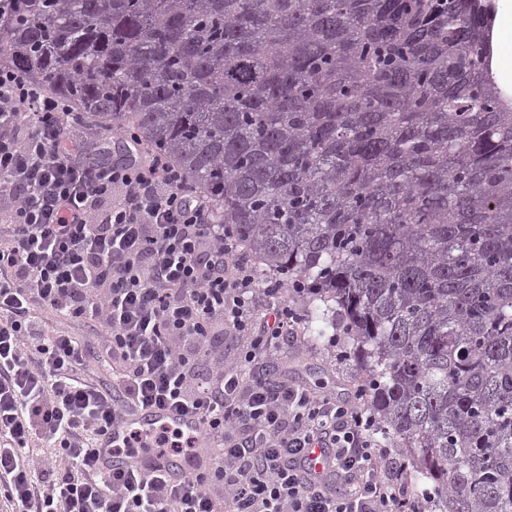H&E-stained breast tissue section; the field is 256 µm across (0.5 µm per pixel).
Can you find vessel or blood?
<instances>
[{"label":"vessel or blood","mask_w":512,"mask_h":512,"mask_svg":"<svg viewBox=\"0 0 512 512\" xmlns=\"http://www.w3.org/2000/svg\"><path fill=\"white\" fill-rule=\"evenodd\" d=\"M179 430L194 437L198 451L186 458L160 457L154 454L113 455V448L121 446L129 432L146 433L158 427ZM102 465L107 471L134 469H159L170 477L202 468L208 460L209 444L200 421L192 414L158 407H145L125 415L113 424L110 435L101 443Z\"/></svg>","instance_id":"obj_1"}]
</instances>
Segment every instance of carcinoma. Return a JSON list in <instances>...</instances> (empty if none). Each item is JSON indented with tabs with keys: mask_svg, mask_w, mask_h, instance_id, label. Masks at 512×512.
<instances>
[{
	"mask_svg": "<svg viewBox=\"0 0 512 512\" xmlns=\"http://www.w3.org/2000/svg\"><path fill=\"white\" fill-rule=\"evenodd\" d=\"M491 0H14L0 69L141 140L328 298L440 512H512V93ZM495 1V23L493 30L494 42V73L498 84L512 93V33L502 36L496 28L498 15L504 10L512 12V0Z\"/></svg>",
	"mask_w": 512,
	"mask_h": 512,
	"instance_id": "cac0c4a2",
	"label": "carcinoma"
}]
</instances>
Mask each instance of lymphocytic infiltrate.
<instances>
[{"label":"lymphocytic infiltrate","instance_id":"1","mask_svg":"<svg viewBox=\"0 0 512 512\" xmlns=\"http://www.w3.org/2000/svg\"><path fill=\"white\" fill-rule=\"evenodd\" d=\"M104 132L26 73L0 71V504L6 512H429L381 446L366 392L274 382L299 291L258 279L203 194L133 133ZM91 336L53 334L56 320ZM238 353L224 362V338ZM109 379L86 374L90 362ZM195 415L207 464L104 471L98 443L147 407ZM68 460L34 477V442ZM322 465H315L313 451Z\"/></svg>","mask_w":512,"mask_h":512}]
</instances>
